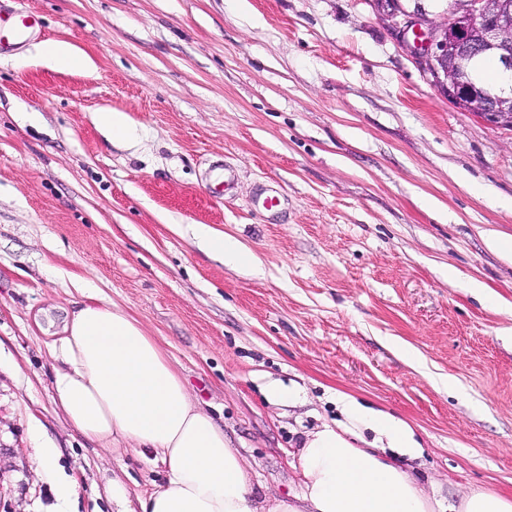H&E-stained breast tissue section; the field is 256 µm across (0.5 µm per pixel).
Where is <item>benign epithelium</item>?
<instances>
[{
    "label": "benign epithelium",
    "mask_w": 512,
    "mask_h": 512,
    "mask_svg": "<svg viewBox=\"0 0 512 512\" xmlns=\"http://www.w3.org/2000/svg\"><path fill=\"white\" fill-rule=\"evenodd\" d=\"M387 26L448 101L480 121L512 131V86L483 90L472 81L479 56L493 55L512 73V0H448L439 22L402 0H375Z\"/></svg>",
    "instance_id": "obj_1"
}]
</instances>
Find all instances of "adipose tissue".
<instances>
[{
  "label": "adipose tissue",
  "instance_id": "adipose-tissue-1",
  "mask_svg": "<svg viewBox=\"0 0 512 512\" xmlns=\"http://www.w3.org/2000/svg\"><path fill=\"white\" fill-rule=\"evenodd\" d=\"M195 243L235 266L255 254L205 224ZM51 351L65 364L57 403L101 448L123 439L166 468L165 482L139 500L140 512H512V493L474 490L445 506L403 459L422 452L395 415L339 398L344 421L308 432L298 451L303 485L295 500H259L241 457L215 419L191 399L164 352L128 313L89 297L68 316Z\"/></svg>",
  "mask_w": 512,
  "mask_h": 512
}]
</instances>
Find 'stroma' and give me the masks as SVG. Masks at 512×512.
<instances>
[{"label":"stroma","instance_id":"1","mask_svg":"<svg viewBox=\"0 0 512 512\" xmlns=\"http://www.w3.org/2000/svg\"><path fill=\"white\" fill-rule=\"evenodd\" d=\"M22 2L40 25L0 57V512H53L44 444L75 512H116V485L135 510L164 480L56 403L48 345L82 278L154 338L259 496L300 492L292 455L342 420V393L414 428L437 497L512 492V261L487 243L512 236V131L443 97L374 0ZM55 40L90 67L34 63ZM107 110L139 125L136 146L97 126ZM194 224L260 266L200 250ZM273 382L297 398L269 400Z\"/></svg>","mask_w":512,"mask_h":512}]
</instances>
